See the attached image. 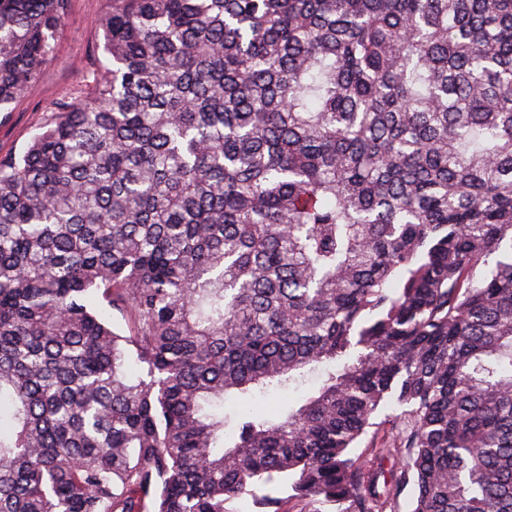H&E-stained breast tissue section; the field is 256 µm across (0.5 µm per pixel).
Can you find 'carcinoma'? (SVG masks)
<instances>
[{"mask_svg": "<svg viewBox=\"0 0 512 512\" xmlns=\"http://www.w3.org/2000/svg\"><path fill=\"white\" fill-rule=\"evenodd\" d=\"M108 3L0 156V512H512V0ZM108 6L106 0H69L65 30L41 80L12 105L11 112H0V156L22 153L56 105L79 95L92 74L108 65L95 24ZM294 387L295 385H292L288 391L284 392L272 391L263 399L255 401L253 407L264 409L269 404L277 406L288 401L290 403H298L311 391L313 384L307 383L306 385L300 386L298 389H294Z\"/></svg>", "mask_w": 512, "mask_h": 512, "instance_id": "1", "label": "carcinoma"}]
</instances>
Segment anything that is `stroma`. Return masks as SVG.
I'll return each mask as SVG.
<instances>
[{"label": "stroma", "instance_id": "1", "mask_svg": "<svg viewBox=\"0 0 512 512\" xmlns=\"http://www.w3.org/2000/svg\"><path fill=\"white\" fill-rule=\"evenodd\" d=\"M107 0H69L66 27L41 80L12 107L0 113V156L22 153L56 105L80 94L89 77L103 70L108 59L96 26Z\"/></svg>", "mask_w": 512, "mask_h": 512}]
</instances>
